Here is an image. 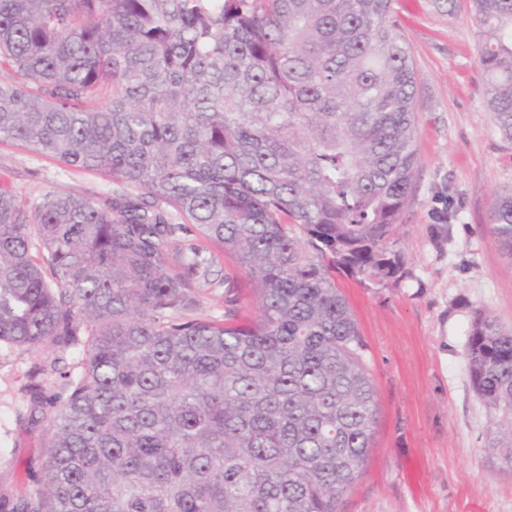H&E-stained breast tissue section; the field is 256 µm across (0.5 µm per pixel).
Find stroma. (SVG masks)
<instances>
[{
    "label": "stroma",
    "mask_w": 512,
    "mask_h": 512,
    "mask_svg": "<svg viewBox=\"0 0 512 512\" xmlns=\"http://www.w3.org/2000/svg\"><path fill=\"white\" fill-rule=\"evenodd\" d=\"M392 16L415 60L417 170L395 231L405 275L379 283L336 274L358 320L377 395L375 445L342 512H512V474L485 451L487 413L465 372L475 311L512 328V260L487 229L496 192L512 189V143L485 106V35L472 0H393ZM0 183L27 206L49 191L109 194L101 172L69 167L21 143L0 141ZM201 289L191 316L223 319L248 278ZM81 349L0 346V494L35 485L52 394L76 374Z\"/></svg>",
    "instance_id": "35a3bbf8"
}]
</instances>
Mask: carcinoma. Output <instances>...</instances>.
<instances>
[{"instance_id": "1", "label": "carcinoma", "mask_w": 512, "mask_h": 512, "mask_svg": "<svg viewBox=\"0 0 512 512\" xmlns=\"http://www.w3.org/2000/svg\"><path fill=\"white\" fill-rule=\"evenodd\" d=\"M473 7L512 142V0ZM0 63V141L141 189L30 208L0 186V344L89 337L38 487L0 512H341L378 399L336 270L403 277L417 168L392 0H0ZM488 224L512 259L511 191ZM220 256L253 315L187 316ZM465 360L512 472V331L477 311Z\"/></svg>"}]
</instances>
